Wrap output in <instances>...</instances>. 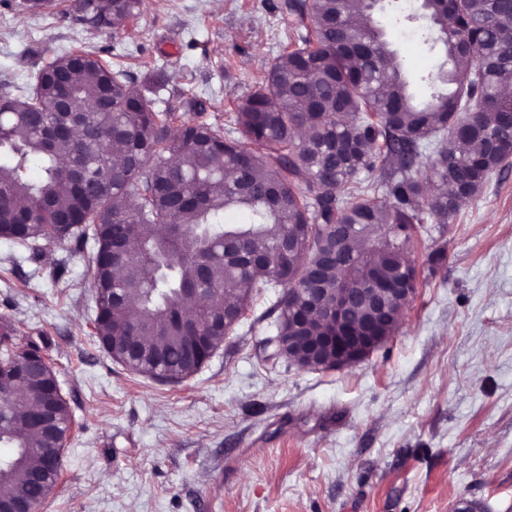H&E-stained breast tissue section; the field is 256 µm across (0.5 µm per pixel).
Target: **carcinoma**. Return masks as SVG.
<instances>
[{
	"instance_id": "carcinoma-1",
	"label": "carcinoma",
	"mask_w": 512,
	"mask_h": 512,
	"mask_svg": "<svg viewBox=\"0 0 512 512\" xmlns=\"http://www.w3.org/2000/svg\"><path fill=\"white\" fill-rule=\"evenodd\" d=\"M374 0H284L298 43L277 55L236 107L225 130L203 118L157 111L122 67L88 52L57 56L31 88L0 96V239L39 260L42 244L81 253L89 270L95 330L113 360L149 376L183 380L234 330L254 293L281 292L277 335L330 327L289 311L292 289L336 274L356 282L367 269L380 286L417 287L409 242L430 218L448 223L488 175L512 158V0H423L450 67L436 79L448 91L425 104L373 24ZM139 0H77L81 21L118 29ZM69 112L81 129L52 127ZM41 177L26 176L28 158ZM238 209L247 221L228 224ZM136 240L138 251L112 246ZM199 288L200 306L181 289ZM352 330L373 318L361 302ZM0 318V489L23 502L59 478L46 468L70 437L71 412L49 345L18 336ZM197 351L190 361L187 352ZM38 361L42 370L26 372ZM52 404L49 425L26 415Z\"/></svg>"
}]
</instances>
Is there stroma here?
Masks as SVG:
<instances>
[{
    "mask_svg": "<svg viewBox=\"0 0 512 512\" xmlns=\"http://www.w3.org/2000/svg\"><path fill=\"white\" fill-rule=\"evenodd\" d=\"M74 0L40 13L0 0V94L73 50L161 79L156 109L223 122L284 39L283 0H142L120 30ZM374 20L414 79L443 56L389 9ZM443 249L430 267L427 257ZM418 287L396 332L335 370L272 358L278 289L258 296L177 384L100 349L85 254L39 261L0 240V316L46 334L74 431L39 512H512V166L440 225L413 233Z\"/></svg>",
    "mask_w": 512,
    "mask_h": 512,
    "instance_id": "35a3bbf8",
    "label": "stroma"
}]
</instances>
